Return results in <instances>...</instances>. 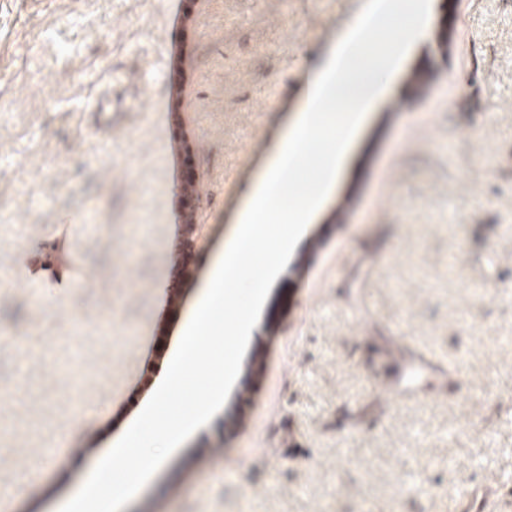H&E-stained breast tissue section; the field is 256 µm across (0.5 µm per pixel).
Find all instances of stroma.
<instances>
[{
    "label": "stroma",
    "instance_id": "obj_1",
    "mask_svg": "<svg viewBox=\"0 0 512 512\" xmlns=\"http://www.w3.org/2000/svg\"><path fill=\"white\" fill-rule=\"evenodd\" d=\"M364 2L194 0L173 119L158 53L183 0H0V512H61L149 401L145 357L170 358ZM97 92L140 109L94 129ZM178 127L205 260L162 309L183 231ZM396 332L460 371L457 398H383ZM487 477L503 484L491 512H512V0H430L224 406L120 512H458L452 491Z\"/></svg>",
    "mask_w": 512,
    "mask_h": 512
}]
</instances>
